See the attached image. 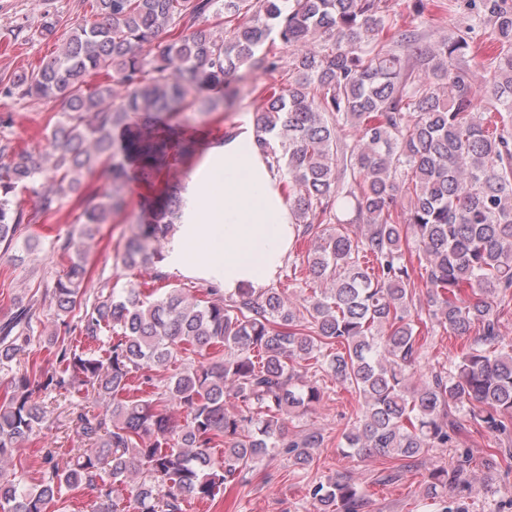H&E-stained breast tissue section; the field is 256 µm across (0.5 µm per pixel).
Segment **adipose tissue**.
Returning a JSON list of instances; mask_svg holds the SVG:
<instances>
[{
    "label": "adipose tissue",
    "instance_id": "adipose-tissue-1",
    "mask_svg": "<svg viewBox=\"0 0 512 512\" xmlns=\"http://www.w3.org/2000/svg\"><path fill=\"white\" fill-rule=\"evenodd\" d=\"M171 263L181 273L221 277L225 293L274 282L295 226L279 179L251 128L213 147L186 184Z\"/></svg>",
    "mask_w": 512,
    "mask_h": 512
}]
</instances>
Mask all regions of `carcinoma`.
<instances>
[{
    "instance_id": "obj_1",
    "label": "carcinoma",
    "mask_w": 512,
    "mask_h": 512,
    "mask_svg": "<svg viewBox=\"0 0 512 512\" xmlns=\"http://www.w3.org/2000/svg\"><path fill=\"white\" fill-rule=\"evenodd\" d=\"M95 2V21L72 28L60 53L5 87L8 97L55 100L60 112L39 159L0 135V247L78 193L84 169L106 167L116 185L131 161L146 176L165 165L168 140L155 129L197 104L224 110L244 65L280 76L260 88L252 125L297 239L324 222L337 227L303 260L310 295L300 308L276 288L227 295L214 283L197 297L130 284L91 300L85 239L127 202L79 193L83 230L59 245L72 257L52 291L58 322L48 344L58 367L14 373L0 399V512H50L63 491L79 489L93 492L86 512H183L191 499L223 498L271 454L304 469L324 435L289 439L284 425L322 399L310 372L358 395L342 451L399 461L385 482L428 449L452 446L465 428L457 409L512 439V341L499 329L512 304V0H468L472 23L433 44L418 28L399 27L388 0ZM477 29L493 46L480 89L468 64ZM273 33L292 51L286 67L259 53ZM94 75L102 81L92 88ZM218 85L222 96L206 94ZM20 189L38 199L28 213L16 204ZM398 191L407 206L395 215ZM151 208V222L132 225L121 260L160 282L159 244L173 238L180 191ZM36 323L22 307L0 324V365L36 341ZM76 330L97 350L69 341ZM439 330L473 342L416 386L426 339ZM183 353L197 359L179 368ZM161 371L171 372L165 383ZM34 384L91 393L99 408L71 417L91 448L62 464L47 452L40 482L28 486L2 463L46 418ZM230 398L239 403L233 414ZM171 405L183 423L172 421ZM466 483L463 461L434 468L427 496L436 512H451L448 489ZM307 497L315 512L367 505L339 471L309 484Z\"/></svg>"
}]
</instances>
